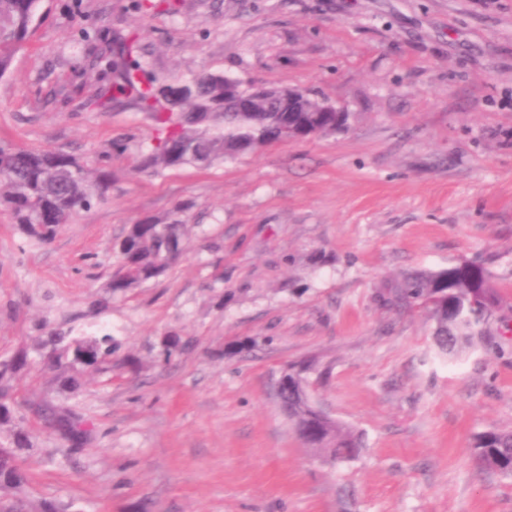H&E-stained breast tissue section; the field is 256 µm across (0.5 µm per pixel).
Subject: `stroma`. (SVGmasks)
I'll return each mask as SVG.
<instances>
[{
    "instance_id": "obj_1",
    "label": "stroma",
    "mask_w": 512,
    "mask_h": 512,
    "mask_svg": "<svg viewBox=\"0 0 512 512\" xmlns=\"http://www.w3.org/2000/svg\"><path fill=\"white\" fill-rule=\"evenodd\" d=\"M148 2L41 0L0 77V144L112 173L107 200L47 243L0 207V360L29 355L0 445L31 437L16 451L30 512H512V477L472 448L512 430V0ZM131 37L162 80L296 88L349 127L143 173L149 115L92 105L96 55ZM179 203L183 257L108 298L115 238ZM475 259L498 303L451 362L426 311L385 299L406 271ZM106 332L111 368L65 397L43 340ZM171 333L183 347L167 357ZM300 360L313 404L363 435L355 459L322 462L280 410L274 384ZM63 405L83 418L80 446L42 415Z\"/></svg>"
}]
</instances>
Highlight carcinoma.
<instances>
[{
	"label": "carcinoma",
	"instance_id": "carcinoma-1",
	"mask_svg": "<svg viewBox=\"0 0 512 512\" xmlns=\"http://www.w3.org/2000/svg\"><path fill=\"white\" fill-rule=\"evenodd\" d=\"M40 0H0V77L10 69L17 47L27 37ZM96 65L109 76L93 105L106 111L112 99L124 97L150 114L159 137L141 155L140 170L157 174L186 166L208 168L226 158L250 153L257 146L274 143L289 123L301 139L329 136L346 128L348 115L334 112H278L274 102L262 101L258 111L230 112L224 109V75L203 72L182 82H165L148 74L137 59V47L128 40L107 46ZM208 113L198 122L197 113ZM112 173L93 171L77 158L51 150L0 147V207L10 210L22 234L39 243L50 241L58 228L92 201L106 198ZM178 204L166 220L144 218L129 226L115 244L118 269L107 284L112 296L164 275L182 253L185 224L178 217ZM391 304L399 308L425 309L434 322L433 341L440 354L456 360L474 347L480 329L495 304L493 288L483 267L461 261L446 268L405 275L392 291ZM50 348L46 366L75 375L87 367L112 364L117 346L112 335L84 336L64 340L53 334L43 342ZM27 354L19 351L0 361V422L10 420L9 407L1 402L11 389L15 374L26 365ZM309 363L286 368L290 385L277 396L294 433L303 444L329 462L356 458L362 438L351 428L316 409L301 394ZM47 418L79 438L80 418L52 410ZM475 456L484 466L512 475V430H487L474 441ZM27 481L17 456L0 450V485L15 490Z\"/></svg>",
	"mask_w": 512,
	"mask_h": 512
}]
</instances>
